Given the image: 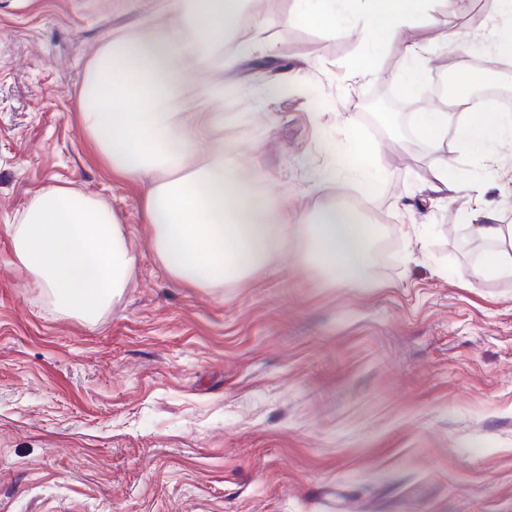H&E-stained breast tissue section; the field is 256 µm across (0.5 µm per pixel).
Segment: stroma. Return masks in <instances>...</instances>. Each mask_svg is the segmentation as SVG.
I'll return each instance as SVG.
<instances>
[{
  "mask_svg": "<svg viewBox=\"0 0 512 512\" xmlns=\"http://www.w3.org/2000/svg\"><path fill=\"white\" fill-rule=\"evenodd\" d=\"M479 0L436 9L404 40L359 44L287 25L261 0L205 83L224 89L215 142L258 176L281 218L356 203L390 246L362 286L292 262L196 288L158 261L143 203L85 131L78 96L101 46L160 28L168 0H0V512H512V278L485 279L467 195L421 206L435 163L416 112L449 27L483 34ZM424 41L415 94L397 78ZM267 59L291 69L270 94ZM398 105L393 128L365 113ZM375 144L376 191L317 174L353 136ZM512 224V138L493 158L449 149ZM75 185L121 218L137 258L95 323L57 312L14 264L6 225L43 186ZM424 226L405 244L396 228Z\"/></svg>",
  "mask_w": 512,
  "mask_h": 512,
  "instance_id": "1",
  "label": "stroma"
}]
</instances>
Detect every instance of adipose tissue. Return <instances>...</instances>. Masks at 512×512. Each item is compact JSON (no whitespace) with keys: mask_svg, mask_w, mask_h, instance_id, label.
<instances>
[{"mask_svg":"<svg viewBox=\"0 0 512 512\" xmlns=\"http://www.w3.org/2000/svg\"><path fill=\"white\" fill-rule=\"evenodd\" d=\"M435 0H296L290 25L319 27L328 36L369 42L400 39ZM246 0H171L160 31L115 37L99 50L79 94L86 131L112 168L128 180L152 176L144 213L154 231L158 260L179 282L210 288L260 274L276 258L316 267L331 281L360 283L378 227L347 204L279 223L269 200L239 168L232 150L208 144L209 126L185 109L196 88L202 102L219 98L201 78L209 51ZM364 24H353L354 15ZM415 130L435 156L430 189L451 195L460 177L448 158L457 146L493 155L512 134V114L450 109L418 113ZM374 144L358 142L355 159L337 158L325 180L344 175L372 186ZM469 237L485 247L481 277L512 278V225L497 208L476 205L466 214ZM16 264L45 290L55 308L95 322L135 270L118 216L105 203L68 186L50 185L29 199L19 223L7 225Z\"/></svg>","mask_w":512,"mask_h":512,"instance_id":"1","label":"adipose tissue"}]
</instances>
